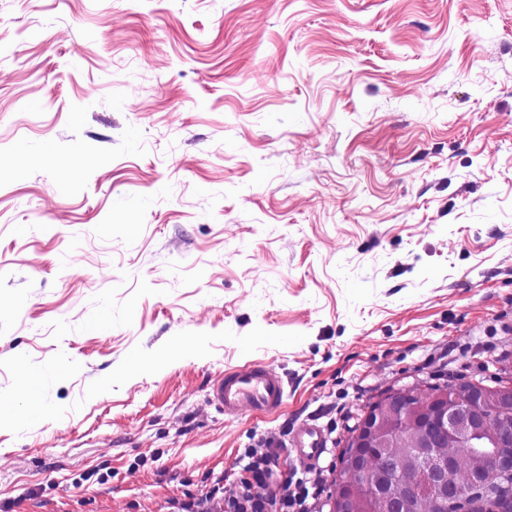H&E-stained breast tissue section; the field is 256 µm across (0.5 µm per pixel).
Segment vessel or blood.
<instances>
[{
    "label": "vessel or blood",
    "mask_w": 512,
    "mask_h": 512,
    "mask_svg": "<svg viewBox=\"0 0 512 512\" xmlns=\"http://www.w3.org/2000/svg\"><path fill=\"white\" fill-rule=\"evenodd\" d=\"M285 397L286 388L280 374L258 362L226 370L211 382L209 392L210 403L230 417L279 410ZM327 442L321 427L303 424L290 440L293 461L306 468L316 466L327 450Z\"/></svg>",
    "instance_id": "vessel-or-blood-1"
}]
</instances>
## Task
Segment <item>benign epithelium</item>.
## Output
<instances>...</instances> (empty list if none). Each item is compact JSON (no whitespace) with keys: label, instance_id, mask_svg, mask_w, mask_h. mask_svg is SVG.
Instances as JSON below:
<instances>
[{"label":"benign epithelium","instance_id":"benign-epithelium-1","mask_svg":"<svg viewBox=\"0 0 512 512\" xmlns=\"http://www.w3.org/2000/svg\"><path fill=\"white\" fill-rule=\"evenodd\" d=\"M405 433L417 448L409 460L394 451ZM340 444L327 512H449L512 474V364L493 385L456 375L445 385L387 389ZM460 444L473 448L465 483L447 452Z\"/></svg>","mask_w":512,"mask_h":512}]
</instances>
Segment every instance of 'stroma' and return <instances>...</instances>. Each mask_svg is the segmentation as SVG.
Listing matches in <instances>:
<instances>
[{
	"label": "stroma",
	"instance_id": "1",
	"mask_svg": "<svg viewBox=\"0 0 512 512\" xmlns=\"http://www.w3.org/2000/svg\"><path fill=\"white\" fill-rule=\"evenodd\" d=\"M511 350L512 0H0V512L335 468ZM248 362L281 412L210 406ZM327 436L316 424L300 426L290 440V454L294 462L305 468L316 466L327 450Z\"/></svg>",
	"mask_w": 512,
	"mask_h": 512
}]
</instances>
